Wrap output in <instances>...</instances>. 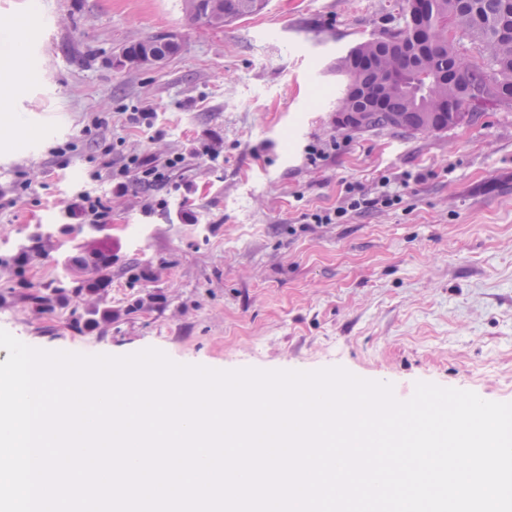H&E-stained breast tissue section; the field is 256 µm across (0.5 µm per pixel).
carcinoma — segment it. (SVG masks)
<instances>
[{
  "label": "carcinoma",
  "mask_w": 512,
  "mask_h": 512,
  "mask_svg": "<svg viewBox=\"0 0 512 512\" xmlns=\"http://www.w3.org/2000/svg\"><path fill=\"white\" fill-rule=\"evenodd\" d=\"M266 0H203L198 10L185 9L192 22L215 25V17L224 22L260 12ZM437 37V48L423 49L406 40L400 46L386 38L363 41L353 46L336 63V72L348 77V84L382 100L369 109L365 122L356 127L360 133L392 131L429 133L431 128L446 130L458 125L459 113L469 122L479 119L484 107L496 102L512 105V0H431V10L421 20ZM478 49L481 61L448 44V26ZM153 49L171 55L164 37H153L124 48L130 54L137 49ZM395 73L403 83L391 88L382 84L385 75ZM84 232L81 224L65 227V234L75 242L65 258L70 279L35 284L25 279V268L35 257H47L56 250L53 236L36 233L30 244L14 254L0 258V268L7 271L16 286L11 292L38 314L70 309V328L79 333L103 331L112 320L141 311H164L166 299L148 293L119 313L107 301L112 287V257L105 252L87 253L76 244Z\"/></svg>",
  "instance_id": "obj_1"
}]
</instances>
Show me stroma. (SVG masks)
<instances>
[{
	"instance_id": "obj_1",
	"label": "stroma",
	"mask_w": 512,
	"mask_h": 512,
	"mask_svg": "<svg viewBox=\"0 0 512 512\" xmlns=\"http://www.w3.org/2000/svg\"><path fill=\"white\" fill-rule=\"evenodd\" d=\"M404 3L269 0L216 29L190 22L182 0H0V64L21 59L0 83V256L75 223L69 206L91 193L106 217L81 243L111 252L120 312L105 333H78L8 297L0 271V329L44 350L341 366L402 401L428 382L512 403V106L428 135L336 126L337 59L395 27ZM165 33L180 49L161 65L116 66ZM146 105L152 126L127 123ZM331 138L344 149L309 164L308 145ZM176 154L165 183L131 178L116 193L111 163ZM407 171L427 178L398 205L303 221L339 206L345 183ZM149 292L163 313L124 315Z\"/></svg>"
}]
</instances>
